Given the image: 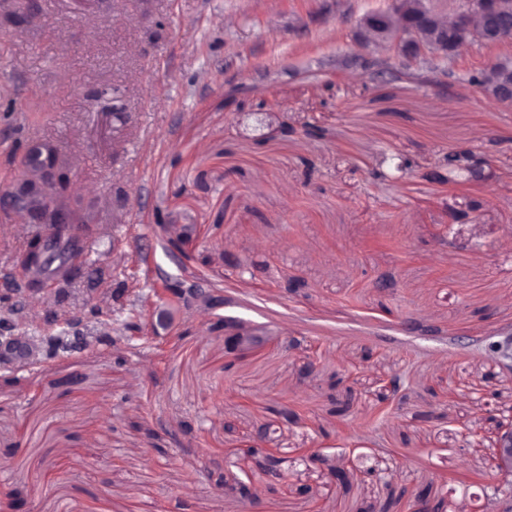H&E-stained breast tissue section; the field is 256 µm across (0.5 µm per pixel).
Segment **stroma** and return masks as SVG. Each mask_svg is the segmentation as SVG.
<instances>
[{
  "label": "stroma",
  "instance_id": "obj_1",
  "mask_svg": "<svg viewBox=\"0 0 512 512\" xmlns=\"http://www.w3.org/2000/svg\"><path fill=\"white\" fill-rule=\"evenodd\" d=\"M389 2L38 0L29 15L0 0V191L27 141L51 142L64 208L96 228L73 279L18 292L33 227L0 210V320L39 349L70 338L0 377V496L31 512H359L392 473L445 512H490L512 422V373L483 350L512 328V104L462 78L512 44L472 45L451 79L416 64L381 81L354 33ZM106 86L123 111L86 99ZM463 149L488 179L435 181ZM178 283L224 304L149 329ZM225 316L267 342L228 352ZM229 474L259 497L222 491Z\"/></svg>",
  "mask_w": 512,
  "mask_h": 512
}]
</instances>
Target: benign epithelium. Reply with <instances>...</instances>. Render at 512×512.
Wrapping results in <instances>:
<instances>
[{
    "label": "benign epithelium",
    "instance_id": "7a95c632",
    "mask_svg": "<svg viewBox=\"0 0 512 512\" xmlns=\"http://www.w3.org/2000/svg\"><path fill=\"white\" fill-rule=\"evenodd\" d=\"M512 40V0H457L453 13L446 14L431 5V0H393V7L382 14L364 16L358 29V41L367 54L394 48L414 61L428 56H455L464 46L479 43L484 46ZM483 93L497 103L512 102V66H502L486 73ZM453 167L472 178L484 176L483 163L467 150L454 155ZM23 207L19 184L0 193V209L19 210ZM53 239L43 240L22 257L30 272L44 270L53 251ZM243 332L224 319V343L227 348H241ZM28 339L25 336L0 338V369L13 372L27 366ZM486 349L488 356L501 368L512 371V332L498 335ZM261 454L266 473L279 480L285 471V460L268 448L252 446ZM498 482L512 483V425L501 432L496 448Z\"/></svg>",
    "mask_w": 512,
    "mask_h": 512
}]
</instances>
